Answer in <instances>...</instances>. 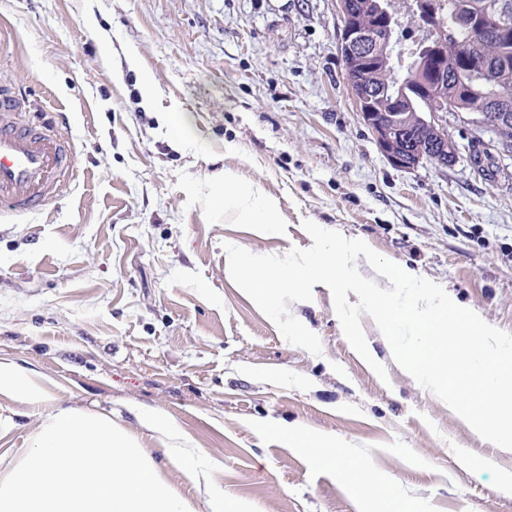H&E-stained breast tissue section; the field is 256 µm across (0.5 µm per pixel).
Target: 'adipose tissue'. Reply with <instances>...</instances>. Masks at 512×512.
Instances as JSON below:
<instances>
[{
    "mask_svg": "<svg viewBox=\"0 0 512 512\" xmlns=\"http://www.w3.org/2000/svg\"><path fill=\"white\" fill-rule=\"evenodd\" d=\"M212 198L217 206L236 211L239 223L255 225L260 231H270L279 223L280 212L276 200L258 185L237 182L230 176L214 178ZM269 431L291 446L324 460L327 467L336 469L359 501L362 512H421L419 503L403 500L388 493L379 474L365 464L342 465V452L335 439L310 435L306 430L271 424Z\"/></svg>",
    "mask_w": 512,
    "mask_h": 512,
    "instance_id": "obj_1",
    "label": "adipose tissue"
}]
</instances>
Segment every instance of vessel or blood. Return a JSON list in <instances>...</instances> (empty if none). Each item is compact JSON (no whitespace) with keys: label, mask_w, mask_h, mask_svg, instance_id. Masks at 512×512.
I'll list each match as a JSON object with an SVG mask.
<instances>
[{"label":"vessel or blood","mask_w":512,"mask_h":512,"mask_svg":"<svg viewBox=\"0 0 512 512\" xmlns=\"http://www.w3.org/2000/svg\"><path fill=\"white\" fill-rule=\"evenodd\" d=\"M21 108L14 87L0 86V204L30 212L55 196L76 159L49 125L20 123Z\"/></svg>","instance_id":"1"}]
</instances>
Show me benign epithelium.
<instances>
[{
  "label": "benign epithelium",
  "mask_w": 512,
  "mask_h": 512,
  "mask_svg": "<svg viewBox=\"0 0 512 512\" xmlns=\"http://www.w3.org/2000/svg\"><path fill=\"white\" fill-rule=\"evenodd\" d=\"M340 25L337 33V48L344 69L349 70L358 61L372 58L375 54H391L392 22L395 20L393 4L390 0L379 2L380 19L369 24L359 21L346 0H336ZM463 25L468 30V41L461 53V61L472 69L486 65L480 52L481 45L489 37L501 38L512 34V17L506 7L494 5L493 10L481 17L465 15ZM413 73V87L426 94L434 87V80L446 75L447 69L455 65L443 63V56L435 52L432 45L425 46L423 52L410 64ZM351 94L357 110L365 125L372 132L380 152L395 168L413 170L424 162L437 166L453 165L459 157L457 144L448 137L443 124L442 114L466 112V120L478 130L497 128L504 130L512 126V116L506 112L491 110H464L460 103L453 101L437 109L423 111L412 110V122L391 112L389 114L374 110L375 91L366 82L365 75L349 82ZM416 126L429 133L431 142L425 146L415 144L410 138L411 127Z\"/></svg>",
  "instance_id": "7a95c632"
}]
</instances>
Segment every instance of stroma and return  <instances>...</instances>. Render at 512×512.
Masks as SVG:
<instances>
[{"label":"stroma","instance_id":"35a3bbf8","mask_svg":"<svg viewBox=\"0 0 512 512\" xmlns=\"http://www.w3.org/2000/svg\"><path fill=\"white\" fill-rule=\"evenodd\" d=\"M335 0H0V84L22 120L51 124L77 173L42 210L0 205V360L41 381L37 405L0 396V477L60 409L104 414L207 512H359L335 470L266 420L338 439L424 512H512V450L473 434L391 357L368 315L379 378L346 340L330 290L291 304L321 355L288 343L233 282L223 245L311 247L309 220L360 239L512 334V182L455 165L393 168L349 93ZM152 78L146 91L144 78ZM194 140L167 136L171 109ZM277 199L257 234L214 212L208 176ZM162 411L184 447L141 425ZM488 458L471 467L462 452ZM194 457L208 488L186 481Z\"/></svg>","mask_w":512,"mask_h":512}]
</instances>
